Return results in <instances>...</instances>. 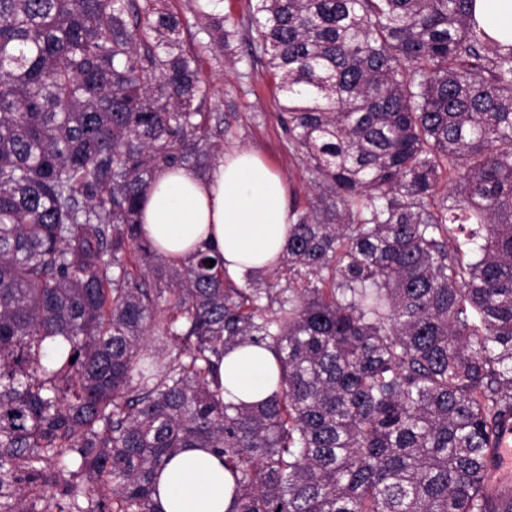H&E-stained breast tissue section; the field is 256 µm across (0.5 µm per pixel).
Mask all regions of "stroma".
Segmentation results:
<instances>
[{"label": "stroma", "instance_id": "obj_1", "mask_svg": "<svg viewBox=\"0 0 512 512\" xmlns=\"http://www.w3.org/2000/svg\"><path fill=\"white\" fill-rule=\"evenodd\" d=\"M202 68L210 85V109L230 126L224 135L225 149L253 150L292 188L305 184L308 173L288 146L274 80L263 61L253 58L247 39L205 54Z\"/></svg>", "mask_w": 512, "mask_h": 512}]
</instances>
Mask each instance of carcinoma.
<instances>
[{
    "mask_svg": "<svg viewBox=\"0 0 512 512\" xmlns=\"http://www.w3.org/2000/svg\"><path fill=\"white\" fill-rule=\"evenodd\" d=\"M167 2L0 0V512H155L182 448L222 458L230 512H512L485 492L512 419V45L475 0H248L317 194L236 280L141 230L160 170L218 160L202 59L240 33L189 0L186 47ZM149 336L173 349L141 365ZM245 343L277 389L227 403Z\"/></svg>",
    "mask_w": 512,
    "mask_h": 512,
    "instance_id": "obj_1",
    "label": "carcinoma"
}]
</instances>
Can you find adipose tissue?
<instances>
[{
  "mask_svg": "<svg viewBox=\"0 0 512 512\" xmlns=\"http://www.w3.org/2000/svg\"><path fill=\"white\" fill-rule=\"evenodd\" d=\"M475 14L486 32L512 40V0H476ZM287 182L252 151L225 153L206 174L189 167L156 175L141 222L158 253L181 260L215 247L228 273L272 270L288 241ZM274 360L262 347L243 345L221 360L225 401L253 403L274 390ZM234 480L206 448H185L172 456L157 479V512H229Z\"/></svg>",
  "mask_w": 512,
  "mask_h": 512,
  "instance_id": "adipose-tissue-1",
  "label": "adipose tissue"
}]
</instances>
